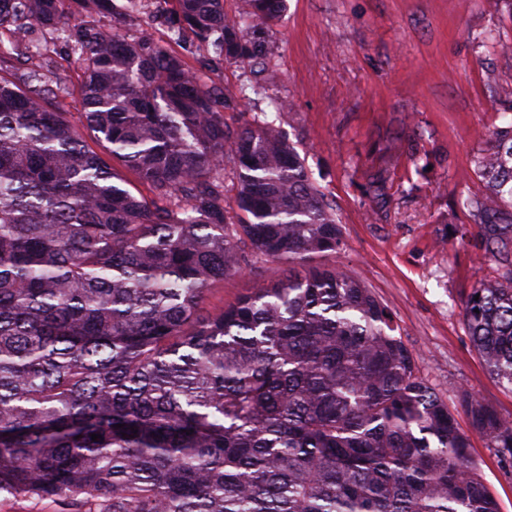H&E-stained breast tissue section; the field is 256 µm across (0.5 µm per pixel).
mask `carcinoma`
I'll return each instance as SVG.
<instances>
[{
    "label": "carcinoma",
    "instance_id": "1",
    "mask_svg": "<svg viewBox=\"0 0 512 512\" xmlns=\"http://www.w3.org/2000/svg\"><path fill=\"white\" fill-rule=\"evenodd\" d=\"M164 2L172 38L188 29L230 65L257 61L256 33L287 8ZM138 6L0 0L16 46L33 25L65 35L83 106L61 111L51 62L0 55V493L63 512H500L391 314L315 264L342 229L304 159L276 120L230 127L200 72L126 37ZM487 103L511 111L512 88ZM475 167L486 191L465 205L498 276L462 317L512 386V125ZM269 262L307 272L200 317L212 284ZM464 408L511 469L512 422L473 396Z\"/></svg>",
    "mask_w": 512,
    "mask_h": 512
}]
</instances>
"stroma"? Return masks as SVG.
I'll use <instances>...</instances> for the list:
<instances>
[{
    "label": "stroma",
    "instance_id": "35a3bbf8",
    "mask_svg": "<svg viewBox=\"0 0 512 512\" xmlns=\"http://www.w3.org/2000/svg\"><path fill=\"white\" fill-rule=\"evenodd\" d=\"M163 0L139 15L127 36L150 35L223 91L231 126L274 102H292L280 125L305 160L341 224L343 245L328 264L359 280L390 311L415 370L455 414L469 455L512 512V473L473 430L463 394L512 420V388L487 371L462 320L472 288L494 275L479 229L463 202L484 184L473 163L512 112L483 105L512 87V0H288L263 33L258 64H225L192 33L172 40ZM29 41L50 57L70 88L81 66L62 37L32 27ZM266 99H243L252 82ZM260 264L215 284L202 315L233 304Z\"/></svg>",
    "mask_w": 512,
    "mask_h": 512
}]
</instances>
